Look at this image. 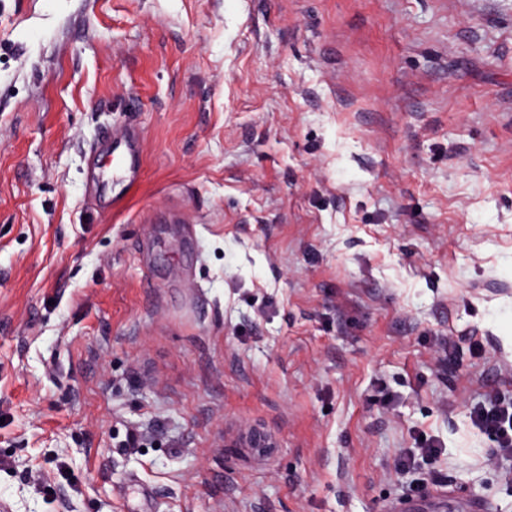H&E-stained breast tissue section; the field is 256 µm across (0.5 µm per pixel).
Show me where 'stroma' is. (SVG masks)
Here are the masks:
<instances>
[{
	"label": "stroma",
	"instance_id": "stroma-1",
	"mask_svg": "<svg viewBox=\"0 0 512 512\" xmlns=\"http://www.w3.org/2000/svg\"><path fill=\"white\" fill-rule=\"evenodd\" d=\"M493 390L512 0H0L11 512H512ZM124 142L125 147L128 151H130V159L127 160L126 154L122 152L115 156L114 163L117 165L116 169L124 172L125 181L127 182L126 186H129L135 182L137 177L135 162L133 159V155L137 152L136 138L134 136L126 134L124 136ZM473 425L496 443L500 454H512V396L495 393L486 396V405L472 413Z\"/></svg>",
	"mask_w": 512,
	"mask_h": 512
}]
</instances>
